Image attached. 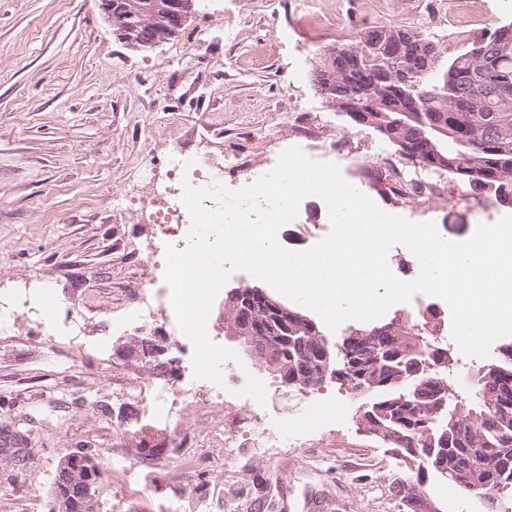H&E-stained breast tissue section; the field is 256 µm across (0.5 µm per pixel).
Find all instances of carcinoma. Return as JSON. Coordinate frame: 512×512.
<instances>
[{
	"label": "carcinoma",
	"mask_w": 512,
	"mask_h": 512,
	"mask_svg": "<svg viewBox=\"0 0 512 512\" xmlns=\"http://www.w3.org/2000/svg\"><path fill=\"white\" fill-rule=\"evenodd\" d=\"M428 40L422 32L407 26L374 27L357 45L375 41L382 62L365 67L351 77L341 78V86L358 100L380 97L377 80L387 60L385 47L404 38ZM438 62L421 70L417 55H405L406 69L416 71L415 83L432 102V111L423 113L428 123L448 126L442 144L443 158L437 163L445 172L473 192L493 193L495 201L512 204V95L504 98L501 86L512 87V42L495 44L484 39L456 55L444 59L436 50ZM481 96L470 101L467 112L453 111V103L469 97L473 85ZM367 126L377 130L398 150L421 151L416 143L418 124L402 123L395 112H368ZM382 332L356 329L343 339L351 346L350 372L356 379L373 384L368 407L360 414L362 424L385 447L397 450L410 476L398 478L393 491L406 512H416L412 501L424 494L427 478L435 475L453 484L466 499L482 500L486 489L498 495L512 493V468L500 466L502 454L512 459V345L502 357L480 366L476 372L473 399L459 397L443 369L411 363L422 360V352L437 344L429 340L420 324L380 325ZM319 353L312 338L297 348H288L281 358L288 366L277 373L279 383L319 388L326 381L307 377L310 363ZM92 462L85 479L91 494L80 512H99L96 496L102 473L93 454L77 450ZM71 477L56 470L52 501L69 491Z\"/></svg>",
	"instance_id": "1"
}]
</instances>
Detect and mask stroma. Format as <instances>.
<instances>
[{
    "mask_svg": "<svg viewBox=\"0 0 512 512\" xmlns=\"http://www.w3.org/2000/svg\"><path fill=\"white\" fill-rule=\"evenodd\" d=\"M459 0H197L185 25L156 47L134 50L113 34L97 0H0V294L27 284L50 303L85 314L86 342L60 348L19 310L0 335V512H48L61 457L94 451L103 472L97 495L110 512H403L392 493L407 468L362 432L360 402L328 383L297 391L265 371L267 414L288 426V444L259 454L248 435L216 454L205 423L179 391L190 372L176 345L174 316L148 332L167 363L165 378L127 357L129 336L112 330L139 299L129 246L153 236L140 217L158 185L176 189L171 154L204 159L232 190L246 166L268 160L290 121H319L349 160L377 166L395 145L353 125L316 90L312 71L330 41L302 10L348 14L356 32L406 25L438 41L445 56L512 23V0H476L465 27ZM439 196L415 209L397 205L386 182L366 194L384 212L434 222L451 241L512 215V206L442 177ZM326 209L303 200L282 227L284 247L304 250L328 234ZM163 395L170 415L148 404ZM136 419L140 435L126 440ZM121 451L151 479L113 467Z\"/></svg>",
    "mask_w": 512,
    "mask_h": 512,
    "instance_id": "1",
    "label": "stroma"
}]
</instances>
